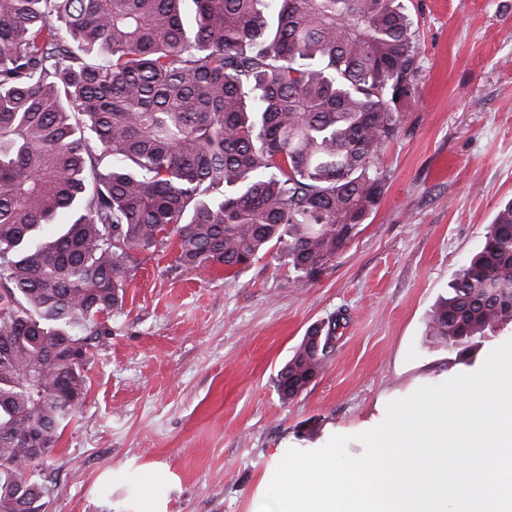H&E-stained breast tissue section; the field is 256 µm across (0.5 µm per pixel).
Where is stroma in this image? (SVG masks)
Listing matches in <instances>:
<instances>
[{"label": "stroma", "mask_w": 512, "mask_h": 512, "mask_svg": "<svg viewBox=\"0 0 512 512\" xmlns=\"http://www.w3.org/2000/svg\"><path fill=\"white\" fill-rule=\"evenodd\" d=\"M416 28L414 96L376 164L377 208L300 285L262 258L236 273L141 252L88 368V396L41 470L46 512H252L273 457L356 439L380 405L477 371L428 334L431 311L512 200V0H402ZM332 355L293 400L278 371L315 325Z\"/></svg>", "instance_id": "1"}]
</instances>
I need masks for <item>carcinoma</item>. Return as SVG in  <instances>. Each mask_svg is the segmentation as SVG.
<instances>
[{"label": "carcinoma", "instance_id": "obj_1", "mask_svg": "<svg viewBox=\"0 0 512 512\" xmlns=\"http://www.w3.org/2000/svg\"><path fill=\"white\" fill-rule=\"evenodd\" d=\"M400 0H0V510L88 394L137 254L189 270L269 255L312 278L359 233L415 93ZM512 323V201L434 308L458 360ZM307 332L276 376L307 388Z\"/></svg>", "mask_w": 512, "mask_h": 512}]
</instances>
